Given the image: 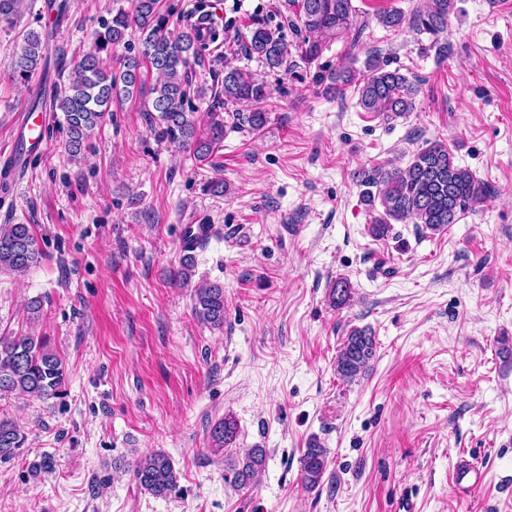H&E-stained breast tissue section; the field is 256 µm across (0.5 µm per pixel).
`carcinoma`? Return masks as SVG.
<instances>
[{
  "mask_svg": "<svg viewBox=\"0 0 512 512\" xmlns=\"http://www.w3.org/2000/svg\"><path fill=\"white\" fill-rule=\"evenodd\" d=\"M297 7L295 28L297 41L287 42L259 19L251 20L253 29L244 45L245 54L261 60L268 71L277 73L297 66L296 60L311 64L319 57L322 40L350 34L353 23L352 0H291ZM456 0H427L423 8L405 19L399 10L379 16L387 28L404 21L420 33L437 36L448 28V17ZM24 0H0V24L17 25ZM140 34L139 45L126 39L129 29ZM204 38L189 23L176 27L172 13L163 9L162 0H132V8L117 9L95 32L91 49L72 67L68 82L55 87L52 107L63 113L68 130V152L79 156L91 133L102 126L112 112V104L121 103L145 92L151 95L146 109L155 136L193 150L196 159L210 158L224 141V120L213 112L206 127L197 125L193 100L206 98V88L192 83L193 66L203 63ZM43 34L29 30L22 35L20 49L12 55L8 68L14 81L29 82L41 66ZM126 54L118 65L108 67L119 48ZM378 55L366 61V74L358 79L350 70L327 75L319 71L318 83L328 86L357 83L358 105L366 112H381L390 120L413 111L418 93L416 83ZM156 74V82L146 86V75ZM224 100L216 104L229 107L240 102L258 105L270 98L269 84L248 70L226 66L221 78ZM241 126L261 130L268 113L257 108L247 114L235 113ZM366 205H380L382 214L372 219L370 234L376 239L388 235L393 224H416L436 232L458 222L460 215L486 198L490 187L476 179L470 170L458 165L448 146L432 143L414 154L404 167L391 164L364 173L360 181ZM199 239L183 241L184 255L177 279L187 282ZM33 225L0 226V273L24 274L41 262ZM352 288L346 278H339L330 289L335 307L352 301ZM196 316L214 329L224 327V286L206 283L194 291ZM376 354L375 336L366 328L354 327L342 338L336 356V372L353 382L366 374ZM66 369L62 359L43 338L0 336V394L21 392L43 399L63 395ZM238 426L232 417L214 423L209 430V447L226 449L236 443ZM25 434L14 422L0 419V461H8L25 444ZM267 451L248 448L230 460L228 475L233 486L245 488L260 481L265 472ZM327 468V448L317 438L307 444L300 459V480L306 490L316 489ZM137 487L154 496L165 497L176 488L178 476L169 455L161 450L146 453L134 463Z\"/></svg>",
  "mask_w": 512,
  "mask_h": 512,
  "instance_id": "cac0c4a2",
  "label": "carcinoma"
}]
</instances>
